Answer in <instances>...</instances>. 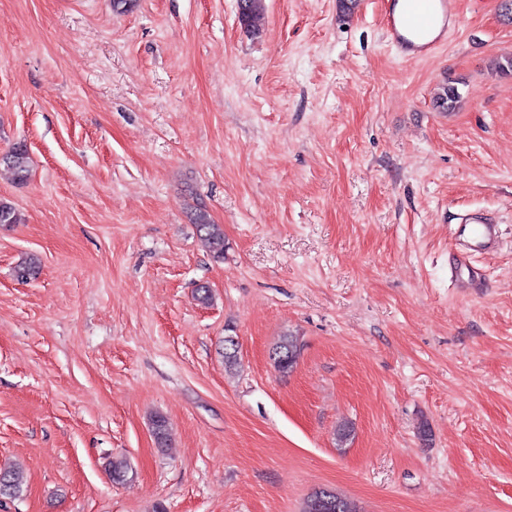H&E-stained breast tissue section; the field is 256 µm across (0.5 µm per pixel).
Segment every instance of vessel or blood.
<instances>
[{"label":"vessel or blood","instance_id":"obj_1","mask_svg":"<svg viewBox=\"0 0 512 512\" xmlns=\"http://www.w3.org/2000/svg\"><path fill=\"white\" fill-rule=\"evenodd\" d=\"M453 9V0H408L403 13L389 14L386 39L403 55H434L448 38V28L455 18ZM454 235L448 274L463 293L480 294L485 282L472 273L468 257L473 253L495 252L500 244V228L491 216L470 212L463 215Z\"/></svg>","mask_w":512,"mask_h":512}]
</instances>
